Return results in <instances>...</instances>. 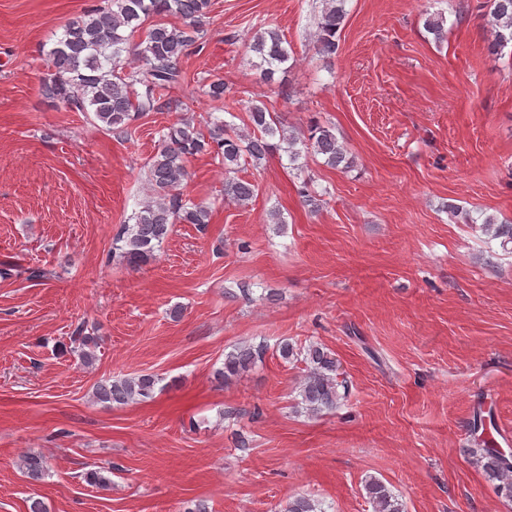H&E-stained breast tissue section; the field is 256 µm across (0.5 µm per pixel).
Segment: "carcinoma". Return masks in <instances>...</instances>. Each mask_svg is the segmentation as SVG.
I'll use <instances>...</instances> for the list:
<instances>
[{"label":"carcinoma","mask_w":512,"mask_h":512,"mask_svg":"<svg viewBox=\"0 0 512 512\" xmlns=\"http://www.w3.org/2000/svg\"><path fill=\"white\" fill-rule=\"evenodd\" d=\"M487 23L493 40L488 43V56L496 60L512 45V0H485ZM211 0H107V4L92 5L83 16L66 23L48 53V73L42 81L47 98L74 112H90L102 129L119 137L131 134L135 121L151 112H179L184 102L174 96L183 86L186 75L181 60L193 48L198 49L206 36V19ZM179 23H170L168 18ZM346 17L345 0H322L316 22L314 48L316 54L329 62L340 51L339 30ZM425 30L438 40L446 38L445 18L428 14ZM140 41H134L139 33ZM247 49L258 61L252 66L268 86L281 88L277 75L288 70L292 49L276 28L261 27L249 38ZM133 53L139 65L126 72L121 70V58ZM202 91L224 107L229 88L224 79L202 82ZM249 127L240 129L218 118L204 123L183 117L160 131L157 151L147 163L148 194L140 209L119 225L112 240V255L127 266L137 268L156 256L174 224L210 223L211 210L182 191L188 177L187 164L198 155H212L224 164V197L238 206H246L256 196L257 187L234 176L241 161L250 160L257 166L268 157L283 152L289 166H296L304 155H320L330 168L354 167V158L340 143L334 127L315 123L308 132L285 125L262 103L253 100L245 105ZM484 233L505 245L512 242V222L488 215L482 222ZM76 352L86 364L95 360L94 348L98 337L85 334L84 327L74 330L71 337ZM280 357L290 363L304 365V375L298 386L297 407L309 416L336 408L347 388L339 379V365L334 355L319 344L306 346L285 341L278 347ZM265 354L262 345H243L224 354V362L216 371L221 381L238 376L256 365ZM159 378L154 374L120 376L94 388L95 398L108 405H128L153 398ZM476 463L485 475L497 482L496 488L512 498V460L504 457L484 439L477 449ZM26 477L39 483L49 475V457L41 452H29L20 460ZM112 468L94 465L81 474L90 487L110 490ZM366 494L373 512H401V504L380 480L365 482ZM282 512H324L317 499L300 496L288 500Z\"/></svg>","instance_id":"1"}]
</instances>
